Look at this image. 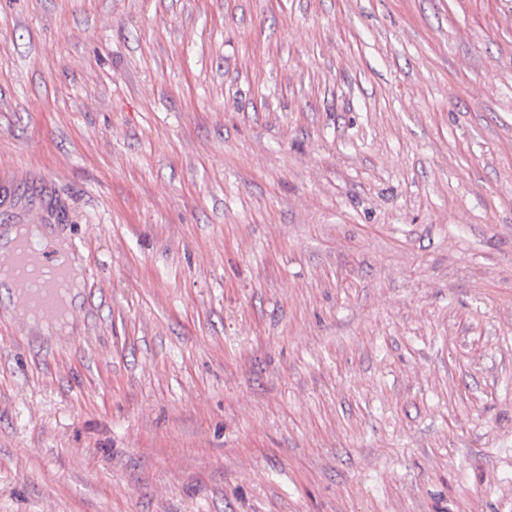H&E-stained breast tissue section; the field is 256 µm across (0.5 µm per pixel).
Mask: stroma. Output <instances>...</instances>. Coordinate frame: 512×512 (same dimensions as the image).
Segmentation results:
<instances>
[{"instance_id": "1", "label": "stroma", "mask_w": 512, "mask_h": 512, "mask_svg": "<svg viewBox=\"0 0 512 512\" xmlns=\"http://www.w3.org/2000/svg\"><path fill=\"white\" fill-rule=\"evenodd\" d=\"M0 512H512V0H0ZM8 249L0 247V287L17 299L22 312L32 320L68 322L73 319L66 306L70 290L65 268L70 265L59 258V251L33 239L23 242L15 230Z\"/></svg>"}]
</instances>
